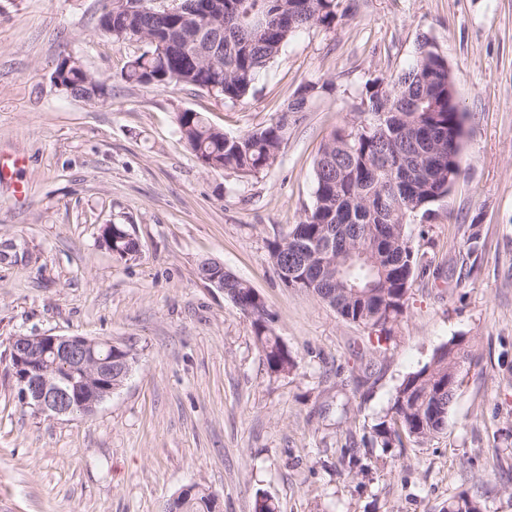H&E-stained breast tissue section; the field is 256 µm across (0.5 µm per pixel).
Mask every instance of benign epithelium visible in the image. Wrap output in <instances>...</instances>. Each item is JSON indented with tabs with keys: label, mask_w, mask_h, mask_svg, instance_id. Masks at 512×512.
<instances>
[{
	"label": "benign epithelium",
	"mask_w": 512,
	"mask_h": 512,
	"mask_svg": "<svg viewBox=\"0 0 512 512\" xmlns=\"http://www.w3.org/2000/svg\"><path fill=\"white\" fill-rule=\"evenodd\" d=\"M135 6L163 9L185 31L189 42L199 38L200 24L214 13L213 0H197L190 15L182 14L177 6H160L158 0H138ZM130 356V351L110 340L81 335L19 334L9 343L22 404L49 416L94 415L118 390L113 374L127 368Z\"/></svg>",
	"instance_id": "obj_1"
}]
</instances>
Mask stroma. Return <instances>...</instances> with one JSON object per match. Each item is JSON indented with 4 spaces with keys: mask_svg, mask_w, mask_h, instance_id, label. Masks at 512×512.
<instances>
[{
    "mask_svg": "<svg viewBox=\"0 0 512 512\" xmlns=\"http://www.w3.org/2000/svg\"><path fill=\"white\" fill-rule=\"evenodd\" d=\"M103 0H0V155L28 191L0 182V512H161L179 488L252 512H446L466 492L512 512V0H340L332 27L296 32L243 100L126 81L144 49L100 26ZM448 58L464 108L465 173L436 219L411 220L406 309L383 347L311 293L282 282L269 251L314 203L315 163L366 82L411 64L422 38ZM75 57L105 86L72 96L52 79ZM330 94L288 129L277 162L248 177L204 169L177 112L235 136L269 125L300 85ZM125 225L135 256L99 245ZM479 233L481 247L467 240ZM203 258L247 281L295 358L272 373L250 319L198 279ZM54 332L112 340L135 357L91 417L22 405L8 341ZM464 370L445 430L383 446L375 428L410 373L452 339Z\"/></svg>",
    "mask_w": 512,
    "mask_h": 512,
    "instance_id": "1",
    "label": "stroma"
}]
</instances>
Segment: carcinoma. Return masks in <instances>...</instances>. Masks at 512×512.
<instances>
[{
  "label": "carcinoma",
  "mask_w": 512,
  "mask_h": 512,
  "mask_svg": "<svg viewBox=\"0 0 512 512\" xmlns=\"http://www.w3.org/2000/svg\"><path fill=\"white\" fill-rule=\"evenodd\" d=\"M224 11L206 30L198 48L188 47L163 16L129 12L121 0H104L100 24L113 39H135L147 49L128 62L124 77L143 85L193 86L229 101L245 98L260 73L296 32L336 23L338 0H222ZM453 73L447 58L427 39L414 62L391 81L366 83L353 118L323 144L315 169L314 203L305 220L269 243L283 283L305 290L345 321L362 326L377 342L389 339L402 316L416 260L405 225L429 221L432 206L448 196L461 176L463 112L448 100ZM54 83L78 97L104 92L78 62L55 68ZM332 84L308 82L269 125L229 136L198 112L176 113V123L201 166L254 176L277 161L288 125L311 111ZM113 247L138 252L137 238L116 226ZM225 296L251 319L269 370L287 373L292 352L276 336L262 296L246 281L224 271ZM467 347H439L430 361L396 390L387 419L377 425L384 446L406 436L420 443L441 431L465 365ZM171 510L212 512L200 496Z\"/></svg>",
  "instance_id": "carcinoma-1"
}]
</instances>
